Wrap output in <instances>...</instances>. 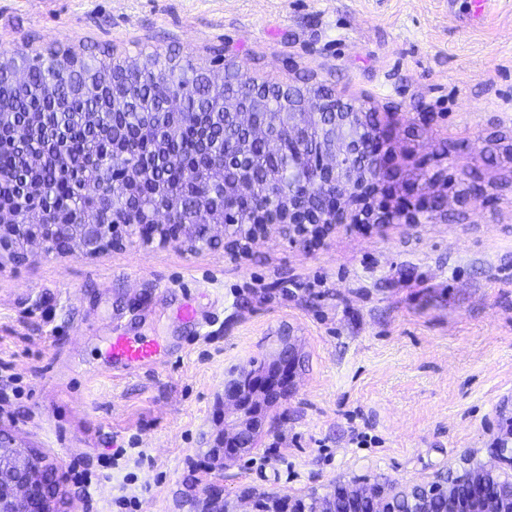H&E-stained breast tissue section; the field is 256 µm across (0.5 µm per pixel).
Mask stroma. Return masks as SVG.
I'll return each instance as SVG.
<instances>
[{
    "mask_svg": "<svg viewBox=\"0 0 512 512\" xmlns=\"http://www.w3.org/2000/svg\"><path fill=\"white\" fill-rule=\"evenodd\" d=\"M0 0V60L49 50L223 77L301 78L378 112L392 204L444 193L422 224L276 238L240 259L109 248L0 272V428L41 453L66 512H207L202 467L224 428V377L300 361L283 424L224 473L243 493L323 489L356 475L430 478L464 451L491 459L512 423V0ZM455 183H447L448 174ZM482 185L474 199L465 188ZM195 304L188 321L180 308ZM150 336L152 367L110 362L114 332ZM124 449L116 457V449Z\"/></svg>",
    "mask_w": 512,
    "mask_h": 512,
    "instance_id": "1",
    "label": "stroma"
}]
</instances>
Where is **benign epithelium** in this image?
Masks as SVG:
<instances>
[{
  "label": "benign epithelium",
  "mask_w": 512,
  "mask_h": 512,
  "mask_svg": "<svg viewBox=\"0 0 512 512\" xmlns=\"http://www.w3.org/2000/svg\"><path fill=\"white\" fill-rule=\"evenodd\" d=\"M46 67L54 74L48 89L58 86L65 71L56 50L47 52ZM242 85L261 102L280 96L279 112H226L221 134L224 158L203 178L194 167L183 180L194 188L195 204L167 193L153 178L155 161L127 148L126 130L111 125L105 136L112 149L97 156L91 176L81 181V194L112 210V222L79 220L46 222L38 190L28 186L16 202L0 204V259L13 265L27 261L29 250L45 255L95 256L124 243L165 246L178 240L201 250L224 242L233 257L248 255L258 242L281 237L290 246L309 249L339 227L369 224L421 223L426 213L440 210L442 194H422L414 204L392 209L375 197L388 176L383 150L387 143L377 113L345 101L323 88ZM12 123L14 143L24 146L40 124L38 119ZM264 139L274 164L265 176L266 189L252 195L249 151L254 137ZM288 140V163L281 162L280 141ZM133 180L162 198L146 209L141 195L127 187ZM252 196L250 209L237 207L238 197ZM299 363L291 342L282 345L268 365L240 368L224 380V403L233 407L236 422L224 426L214 444L222 471L244 454L258 451L259 435L274 424L268 412L292 394ZM494 460L465 457L460 465L439 469L431 479L403 485L387 477H362L338 482L327 492L309 491L295 499L275 493L262 499L259 512H512V429L494 435ZM224 478L205 485L211 512H229ZM60 486L55 473L35 452L16 449L14 436L0 428V512H58Z\"/></svg>",
  "instance_id": "1"
}]
</instances>
